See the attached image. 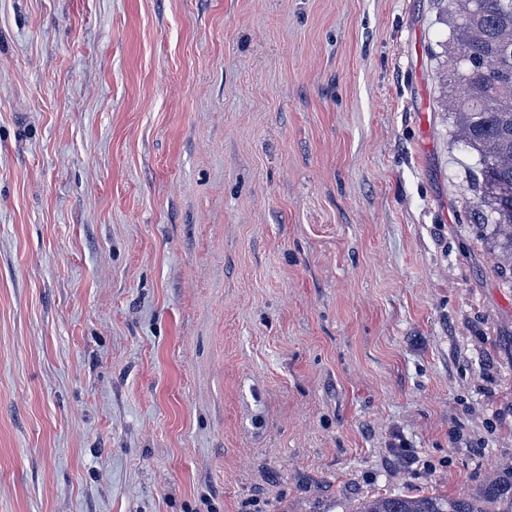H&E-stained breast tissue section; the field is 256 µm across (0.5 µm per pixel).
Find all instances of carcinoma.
<instances>
[{"instance_id":"1","label":"carcinoma","mask_w":512,"mask_h":512,"mask_svg":"<svg viewBox=\"0 0 512 512\" xmlns=\"http://www.w3.org/2000/svg\"><path fill=\"white\" fill-rule=\"evenodd\" d=\"M452 44L446 66L458 140L478 155L471 218L491 226L500 272L512 274V0H450ZM500 483L479 497L378 495L357 512H512L495 508Z\"/></svg>"}]
</instances>
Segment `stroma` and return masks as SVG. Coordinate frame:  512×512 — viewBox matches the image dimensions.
<instances>
[{"label":"stroma","mask_w":512,"mask_h":512,"mask_svg":"<svg viewBox=\"0 0 512 512\" xmlns=\"http://www.w3.org/2000/svg\"><path fill=\"white\" fill-rule=\"evenodd\" d=\"M449 38L437 0H0V512L512 485Z\"/></svg>","instance_id":"stroma-1"}]
</instances>
